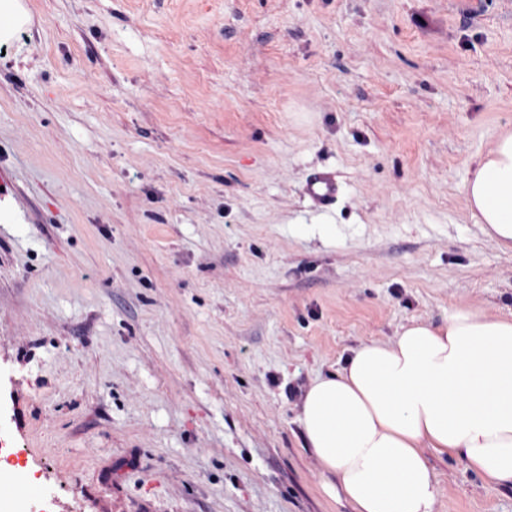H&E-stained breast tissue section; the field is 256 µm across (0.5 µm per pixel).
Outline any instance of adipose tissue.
<instances>
[{"instance_id": "adipose-tissue-1", "label": "adipose tissue", "mask_w": 512, "mask_h": 512, "mask_svg": "<svg viewBox=\"0 0 512 512\" xmlns=\"http://www.w3.org/2000/svg\"><path fill=\"white\" fill-rule=\"evenodd\" d=\"M467 207L512 245V130L475 161ZM307 447L353 512H436L426 450L512 485V314L469 306L441 325L412 321L386 343L352 350L314 380L299 414Z\"/></svg>"}]
</instances>
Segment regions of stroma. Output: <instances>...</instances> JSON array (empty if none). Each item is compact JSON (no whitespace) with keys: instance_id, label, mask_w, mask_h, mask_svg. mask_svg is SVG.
<instances>
[{"instance_id":"1","label":"stroma","mask_w":512,"mask_h":512,"mask_svg":"<svg viewBox=\"0 0 512 512\" xmlns=\"http://www.w3.org/2000/svg\"><path fill=\"white\" fill-rule=\"evenodd\" d=\"M27 4L0 54V446L29 512H351L306 448L311 383L411 321L512 312V247L463 190L512 121V0ZM427 457L437 512H512ZM338 186L336 179L329 173L312 175L306 183L305 193L316 207H327L336 200Z\"/></svg>"}]
</instances>
